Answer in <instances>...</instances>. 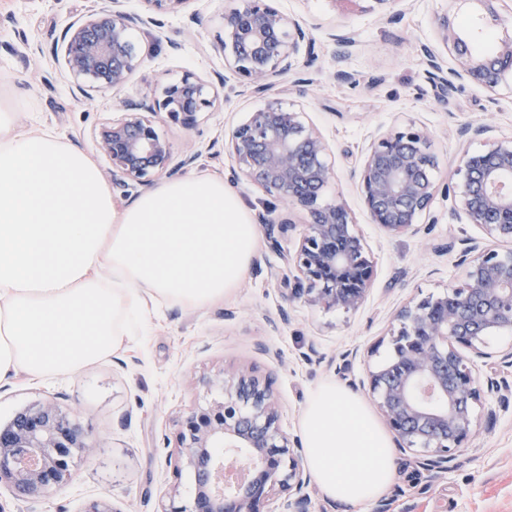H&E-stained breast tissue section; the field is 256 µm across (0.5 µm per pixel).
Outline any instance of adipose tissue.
Wrapping results in <instances>:
<instances>
[{
    "instance_id": "ef3b65f1",
    "label": "adipose tissue",
    "mask_w": 512,
    "mask_h": 512,
    "mask_svg": "<svg viewBox=\"0 0 512 512\" xmlns=\"http://www.w3.org/2000/svg\"><path fill=\"white\" fill-rule=\"evenodd\" d=\"M256 245L222 179L167 181L115 206L98 168L53 134L0 141V381L72 374L120 350L161 303L236 287ZM300 427L311 479L352 507L384 494L394 449L361 396L326 380Z\"/></svg>"
}]
</instances>
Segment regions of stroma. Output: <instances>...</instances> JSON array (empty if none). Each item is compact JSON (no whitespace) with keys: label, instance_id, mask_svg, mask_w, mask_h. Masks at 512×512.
Listing matches in <instances>:
<instances>
[{"label":"stroma","instance_id":"35a3bbf8","mask_svg":"<svg viewBox=\"0 0 512 512\" xmlns=\"http://www.w3.org/2000/svg\"><path fill=\"white\" fill-rule=\"evenodd\" d=\"M96 4L0 0V107L15 118L11 130L0 131V140L14 132L51 131L111 180L112 163L97 145L96 129L119 117L120 97H158L164 84L190 73L222 88L223 99L201 113L194 130L167 119L159 129L175 158L201 150L184 175L223 176L229 164L225 139L268 101L224 67L217 49L224 0H188L178 11L155 13V26L136 34L144 62L122 96L84 98L74 94L61 67V35ZM276 6L306 26L314 40L313 56L299 55L275 90L305 112L331 149L338 183L327 195L343 196L373 265L364 302L345 311L286 300L274 275L300 233L290 231L274 246L264 228H257L253 258L224 300L204 309L162 304L146 332H134L124 349L75 375L23 374L0 382L1 424L51 399L96 447L48 498L25 500L0 483V512H83L92 500L108 503L114 512H160L170 499L187 503L192 473L175 471L170 461L174 417L219 398L211 385L219 374L248 366L271 375L280 426L301 438L300 416L312 389L326 380L348 388L366 379L390 353L397 312L462 284L466 251L492 247L482 229L455 215L452 199L441 195L417 233L388 234L371 222L356 178L370 140L408 123L429 132L441 180L453 176L464 152L512 138V91L492 93L453 78L455 60L439 45L440 18H474L476 0H400L392 8L375 0H276ZM345 34L355 45L342 57L337 38ZM346 72L351 81L343 80ZM482 372L502 390L483 392L475 408L476 433L448 469L427 468L423 455L399 448L396 478L381 497L352 508L311 484L305 490L308 512H512V365L498 362Z\"/></svg>","mask_w":512,"mask_h":512}]
</instances>
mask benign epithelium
Returning a JSON list of instances; mask_svg holds the SVG:
<instances>
[{"mask_svg": "<svg viewBox=\"0 0 512 512\" xmlns=\"http://www.w3.org/2000/svg\"><path fill=\"white\" fill-rule=\"evenodd\" d=\"M120 2L111 0L64 31V69L83 96L123 87L142 65L134 31L153 18L120 10ZM274 2L227 0L224 6L219 44L224 67L257 93L269 91L271 79L288 74L301 49L313 44L309 32ZM475 2L483 6L486 21L512 25V13L500 11L503 0ZM439 25L444 46L456 56L458 79L491 92L512 85V37L491 53L474 54L451 18ZM217 97L212 86L187 73L151 102H121L125 116L97 131L114 184L126 190L132 182L172 174V146L154 116L163 112L189 131ZM429 140L426 130L409 124L374 138L364 152L359 171L364 204L373 223L393 235L414 231L438 193H449L434 177L437 160ZM228 152L230 180H246L309 216L297 248L282 254L280 282L288 286V299L357 309L372 284L367 243L345 202L325 200L336 172L328 145L303 112L278 98L269 100L231 132ZM456 174L462 178L456 209L492 239L511 243L512 140H493L477 154L464 153ZM269 212L256 214L269 238L294 227L289 220L273 222ZM397 321L391 356L371 371L369 389L400 446L416 449L428 466L443 469L474 432V408L481 400L475 368L477 361L491 358L486 339L512 329V250H483L469 262L463 286L404 307ZM221 388L222 400L178 417L176 458L194 471L195 493L190 504L168 512H261L260 505L278 490L293 497L290 512H308L302 494L308 477L280 427L271 379L246 367L223 376ZM92 452L81 426L55 403L40 402L0 426V482L21 498L44 499L71 478L75 454ZM239 463L247 465L244 481L233 490H216L225 470Z\"/></svg>", "mask_w": 512, "mask_h": 512, "instance_id": "benign-epithelium-1", "label": "benign epithelium"}]
</instances>
